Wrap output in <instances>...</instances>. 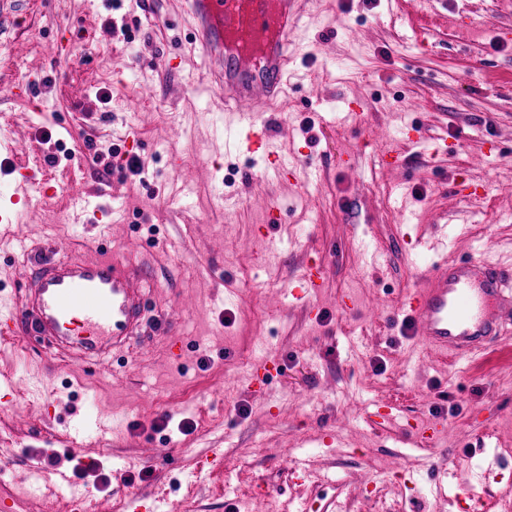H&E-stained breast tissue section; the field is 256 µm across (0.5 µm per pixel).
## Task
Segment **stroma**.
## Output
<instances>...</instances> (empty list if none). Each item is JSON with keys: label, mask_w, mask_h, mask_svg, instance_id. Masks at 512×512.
<instances>
[{"label": "stroma", "mask_w": 512, "mask_h": 512, "mask_svg": "<svg viewBox=\"0 0 512 512\" xmlns=\"http://www.w3.org/2000/svg\"><path fill=\"white\" fill-rule=\"evenodd\" d=\"M288 69L287 100L254 118L298 163L282 181L226 149L243 122L183 0H21L0 35V207L12 138L32 142L37 180L0 224V311L23 299L33 252L100 244L154 286L142 335L102 364L0 341L12 512H512V320L452 364L398 312L440 255L512 261V0H306ZM30 76L37 96H16ZM386 150L407 166H381ZM89 195L107 215L74 220ZM311 263L313 316L292 294ZM164 314L176 334L156 331ZM382 406L444 439L375 424ZM79 459L98 467L74 478Z\"/></svg>", "instance_id": "35a3bbf8"}]
</instances>
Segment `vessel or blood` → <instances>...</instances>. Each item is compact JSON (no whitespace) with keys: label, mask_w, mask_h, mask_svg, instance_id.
<instances>
[{"label":"vessel or blood","mask_w":512,"mask_h":512,"mask_svg":"<svg viewBox=\"0 0 512 512\" xmlns=\"http://www.w3.org/2000/svg\"><path fill=\"white\" fill-rule=\"evenodd\" d=\"M281 12L275 39L260 62L229 52L228 38L250 43L268 27L265 0H185L195 22V42L211 62L223 88L225 104L234 111H254L258 103H274L287 83L294 34L302 17L301 0H279ZM236 151L272 161L275 175L288 171L262 130L239 133ZM25 140L15 141L12 159L17 199L27 196L31 177L21 159ZM35 277L21 307L0 314V334L15 335L26 324L31 335L48 341L61 353L93 358L120 348L140 335L146 274L143 268L112 258L32 259ZM512 309V272L472 257L441 259L401 303L400 313L435 355L456 362L484 352L500 333L504 309Z\"/></svg>","instance_id":"vessel-or-blood-1"}]
</instances>
